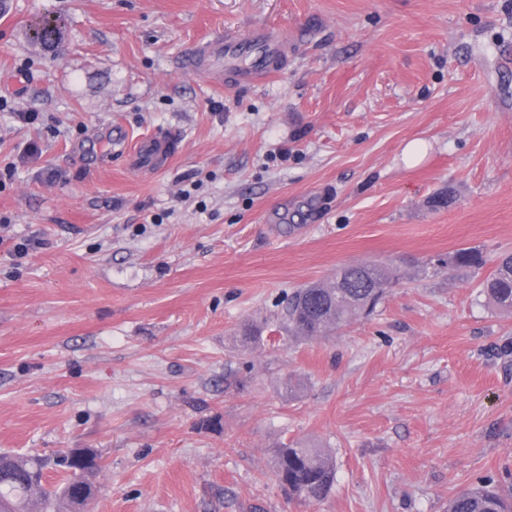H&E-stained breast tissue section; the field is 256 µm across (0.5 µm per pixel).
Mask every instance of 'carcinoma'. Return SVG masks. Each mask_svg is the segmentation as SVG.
<instances>
[{"instance_id":"1","label":"carcinoma","mask_w":512,"mask_h":512,"mask_svg":"<svg viewBox=\"0 0 512 512\" xmlns=\"http://www.w3.org/2000/svg\"><path fill=\"white\" fill-rule=\"evenodd\" d=\"M62 21L41 18L31 26V41L44 50L62 42ZM484 259L476 249L457 250L448 257L454 269H478ZM342 279L313 282L297 289L287 309L292 338L327 336L336 328L370 315L385 290L400 279L396 269L375 263L351 265L339 271ZM484 292L499 308L512 312V251L498 256L493 272L483 281ZM276 477L288 480V495L301 503L320 502L336 482L332 457L323 449L295 444L277 450ZM44 462L37 457L0 453V512H49L58 500L73 506L72 497L44 484ZM446 512H512V474L491 476L460 488L448 498Z\"/></svg>"}]
</instances>
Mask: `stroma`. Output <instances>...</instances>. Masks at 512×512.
Listing matches in <instances>:
<instances>
[{
  "label": "stroma",
  "mask_w": 512,
  "mask_h": 512,
  "mask_svg": "<svg viewBox=\"0 0 512 512\" xmlns=\"http://www.w3.org/2000/svg\"><path fill=\"white\" fill-rule=\"evenodd\" d=\"M253 24L307 31L265 83L179 68ZM161 133L169 166L136 168ZM461 248L485 265L444 266ZM505 250L512 0L0 15V451L95 454L89 512H445L512 469V316L481 292ZM370 262L400 272L373 315L289 338L294 289ZM296 440L333 454L321 502L275 478ZM62 21L60 19L41 18L31 26V41L44 50L57 49L62 42Z\"/></svg>",
  "instance_id": "stroma-1"
}]
</instances>
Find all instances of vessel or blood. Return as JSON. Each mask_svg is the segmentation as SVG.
Wrapping results in <instances>:
<instances>
[{
  "mask_svg": "<svg viewBox=\"0 0 512 512\" xmlns=\"http://www.w3.org/2000/svg\"><path fill=\"white\" fill-rule=\"evenodd\" d=\"M297 43L268 26H257L243 35L213 34L181 57L184 69L215 84H257L288 65ZM170 140L150 137L138 143L133 155L144 168H165L172 156Z\"/></svg>",
  "mask_w": 512,
  "mask_h": 512,
  "instance_id": "vessel-or-blood-1",
  "label": "vessel or blood"
}]
</instances>
